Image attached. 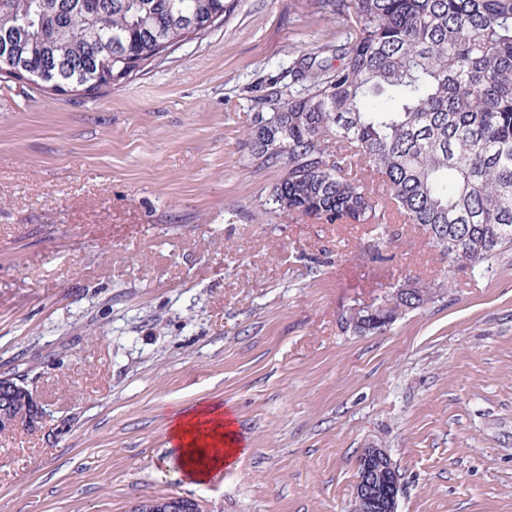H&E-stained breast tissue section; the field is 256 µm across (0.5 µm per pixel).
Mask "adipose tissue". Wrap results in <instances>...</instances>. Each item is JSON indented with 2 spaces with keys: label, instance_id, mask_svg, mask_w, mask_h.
I'll use <instances>...</instances> for the list:
<instances>
[{
  "label": "adipose tissue",
  "instance_id": "ef3b65f1",
  "mask_svg": "<svg viewBox=\"0 0 512 512\" xmlns=\"http://www.w3.org/2000/svg\"><path fill=\"white\" fill-rule=\"evenodd\" d=\"M169 437L191 481H208L246 453L231 412L218 402H203L191 412L173 413Z\"/></svg>",
  "mask_w": 512,
  "mask_h": 512
}]
</instances>
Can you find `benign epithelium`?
<instances>
[{
    "instance_id": "obj_1",
    "label": "benign epithelium",
    "mask_w": 512,
    "mask_h": 512,
    "mask_svg": "<svg viewBox=\"0 0 512 512\" xmlns=\"http://www.w3.org/2000/svg\"><path fill=\"white\" fill-rule=\"evenodd\" d=\"M413 288L389 290L368 303L351 306L369 330L388 328L393 320L379 316V300L390 296L410 298ZM44 422L43 405L28 384L13 375L0 377V428L9 433L36 432ZM358 479L354 488V502L362 512H397L400 492L399 475L388 452L375 445L363 449L357 460ZM132 512H199L197 502L179 496H155L137 501Z\"/></svg>"
}]
</instances>
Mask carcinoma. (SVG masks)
<instances>
[{"label":"carcinoma","mask_w":512,"mask_h":512,"mask_svg":"<svg viewBox=\"0 0 512 512\" xmlns=\"http://www.w3.org/2000/svg\"><path fill=\"white\" fill-rule=\"evenodd\" d=\"M235 0H0V67L54 92L117 86L224 21ZM343 18L332 58L289 68L245 133L250 160L281 166L275 208L367 224L384 259L394 217L471 274L512 246V0H319ZM338 64H333L332 60ZM388 299L400 320L442 297Z\"/></svg>","instance_id":"obj_1"}]
</instances>
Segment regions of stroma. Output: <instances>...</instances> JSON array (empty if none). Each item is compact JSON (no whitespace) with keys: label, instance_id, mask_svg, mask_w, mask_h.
<instances>
[{"label":"stroma","instance_id":"stroma-1","mask_svg":"<svg viewBox=\"0 0 512 512\" xmlns=\"http://www.w3.org/2000/svg\"><path fill=\"white\" fill-rule=\"evenodd\" d=\"M338 20L317 0H239L223 23L116 88L58 95L0 73V375L41 431L0 435V512H353L377 445L398 512H512V250L364 336L339 323L438 247L399 227L273 208L277 167L242 145ZM233 408L249 452L204 483L167 443L174 411ZM194 499L179 496H155L137 501L131 512H199Z\"/></svg>","mask_w":512,"mask_h":512}]
</instances>
